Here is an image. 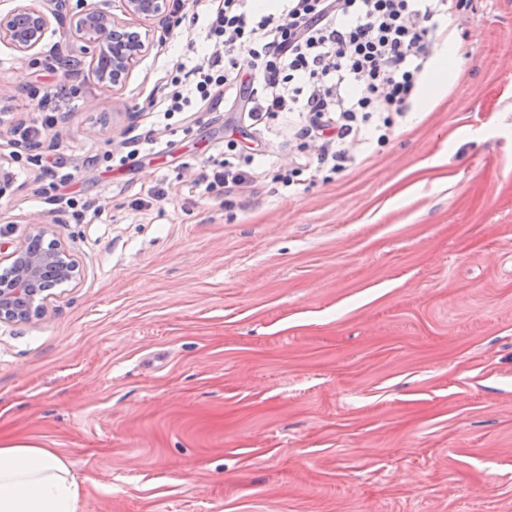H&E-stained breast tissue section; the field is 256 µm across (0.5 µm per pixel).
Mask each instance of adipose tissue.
Segmentation results:
<instances>
[{"label": "adipose tissue", "instance_id": "1", "mask_svg": "<svg viewBox=\"0 0 512 512\" xmlns=\"http://www.w3.org/2000/svg\"><path fill=\"white\" fill-rule=\"evenodd\" d=\"M80 481L66 459L26 440L0 444V512H79Z\"/></svg>", "mask_w": 512, "mask_h": 512}]
</instances>
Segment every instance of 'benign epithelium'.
<instances>
[{"instance_id":"1","label":"benign epithelium","mask_w":512,"mask_h":512,"mask_svg":"<svg viewBox=\"0 0 512 512\" xmlns=\"http://www.w3.org/2000/svg\"><path fill=\"white\" fill-rule=\"evenodd\" d=\"M123 17L89 7L69 18L70 35L95 49L97 66L93 74L106 86L122 84L152 44L133 29L126 18L140 23L168 24L170 0H121ZM62 21L46 0H22L11 10L0 13V40L8 41L24 60L43 42L51 20ZM7 266L0 270V322L29 323L40 320L45 302L56 285L78 275V263L54 238L50 224H32L23 241L4 256Z\"/></svg>"}]
</instances>
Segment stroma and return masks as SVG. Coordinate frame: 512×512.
Returning <instances> with one entry per match:
<instances>
[{"label":"stroma","mask_w":512,"mask_h":512,"mask_svg":"<svg viewBox=\"0 0 512 512\" xmlns=\"http://www.w3.org/2000/svg\"><path fill=\"white\" fill-rule=\"evenodd\" d=\"M209 8L114 89L62 25L23 62L0 41V251L41 222L80 264L0 323V440L65 458L81 512H512V0H462L447 88L289 187L283 113L142 141ZM257 139L252 187L198 186Z\"/></svg>","instance_id":"stroma-1"}]
</instances>
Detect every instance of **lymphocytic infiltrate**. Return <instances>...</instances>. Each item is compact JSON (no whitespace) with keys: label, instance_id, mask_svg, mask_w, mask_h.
<instances>
[{"label":"lymphocytic infiltrate","instance_id":"obj_1","mask_svg":"<svg viewBox=\"0 0 512 512\" xmlns=\"http://www.w3.org/2000/svg\"><path fill=\"white\" fill-rule=\"evenodd\" d=\"M248 0H218L209 14L206 53L167 81L159 112L237 101L252 123L270 112H305L293 140L317 145L310 177L339 172L349 144L388 140L394 116L409 110L430 50L448 30V0H276L252 12ZM244 56H231L234 48Z\"/></svg>","mask_w":512,"mask_h":512}]
</instances>
